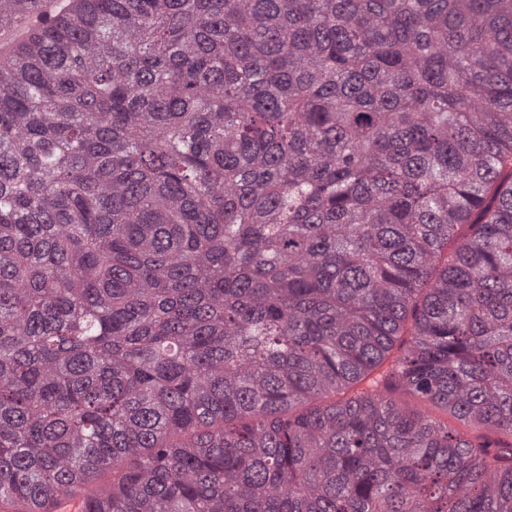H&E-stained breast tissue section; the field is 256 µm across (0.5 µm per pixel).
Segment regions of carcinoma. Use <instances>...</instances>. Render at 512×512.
Here are the masks:
<instances>
[{
	"instance_id": "carcinoma-1",
	"label": "carcinoma",
	"mask_w": 512,
	"mask_h": 512,
	"mask_svg": "<svg viewBox=\"0 0 512 512\" xmlns=\"http://www.w3.org/2000/svg\"><path fill=\"white\" fill-rule=\"evenodd\" d=\"M56 11L0 59V508L512 512V0ZM403 399L411 405H423L425 407L426 411L431 416L435 417L436 419L442 420V421L448 420V425L458 428L461 432H463L465 435H467L470 438H474L483 433L482 427L477 426V425H467V426L462 425L452 416V414L449 411L447 414L446 411L442 408L435 407L428 403H425V404L420 403V402H418L410 397H407V396H403Z\"/></svg>"
}]
</instances>
